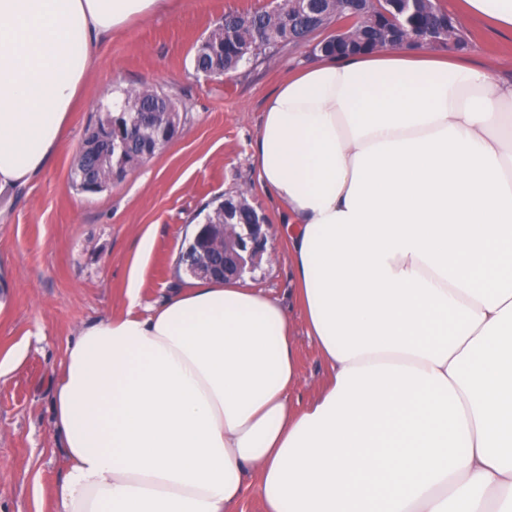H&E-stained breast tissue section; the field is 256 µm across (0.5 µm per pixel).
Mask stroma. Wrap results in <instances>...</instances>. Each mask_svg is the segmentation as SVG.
Instances as JSON below:
<instances>
[{"instance_id":"35a3bbf8","label":"stroma","mask_w":512,"mask_h":512,"mask_svg":"<svg viewBox=\"0 0 512 512\" xmlns=\"http://www.w3.org/2000/svg\"><path fill=\"white\" fill-rule=\"evenodd\" d=\"M467 38L464 61H490L512 79V36L441 0ZM269 0H172L171 9L132 24L100 45L87 89L50 170L15 192L0 216V512H51L50 489L66 470L52 401L66 348L85 324L126 309L129 272L150 236L141 300L153 304L189 278L178 265L205 203L246 193L270 225L264 256L245 284L291 303L293 276L279 232L283 213L256 185V141L266 101L314 59L309 45L286 47L268 64L207 78L195 70L196 42L230 10ZM148 84L168 94L185 121L178 136L124 180L99 193L74 188L69 171L102 104ZM306 407L329 370L292 315Z\"/></svg>"}]
</instances>
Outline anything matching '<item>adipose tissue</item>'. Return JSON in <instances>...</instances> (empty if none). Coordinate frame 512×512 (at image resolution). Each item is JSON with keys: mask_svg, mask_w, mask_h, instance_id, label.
Returning <instances> with one entry per match:
<instances>
[{"mask_svg": "<svg viewBox=\"0 0 512 512\" xmlns=\"http://www.w3.org/2000/svg\"><path fill=\"white\" fill-rule=\"evenodd\" d=\"M168 0H0V198L51 167L93 48ZM257 176L330 368L298 408L289 312L195 281L84 325L54 391V512H512V80L428 46L317 58Z\"/></svg>", "mask_w": 512, "mask_h": 512, "instance_id": "1", "label": "adipose tissue"}]
</instances>
